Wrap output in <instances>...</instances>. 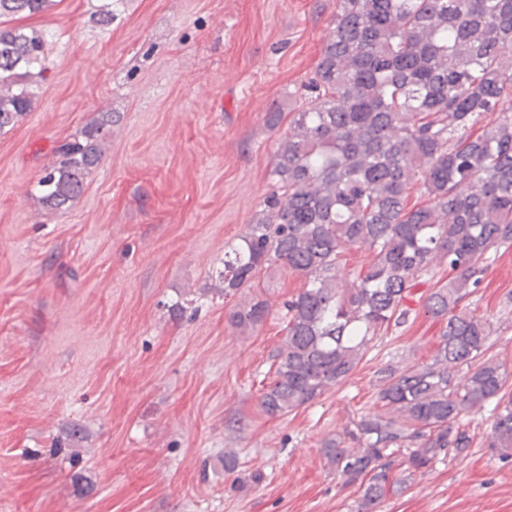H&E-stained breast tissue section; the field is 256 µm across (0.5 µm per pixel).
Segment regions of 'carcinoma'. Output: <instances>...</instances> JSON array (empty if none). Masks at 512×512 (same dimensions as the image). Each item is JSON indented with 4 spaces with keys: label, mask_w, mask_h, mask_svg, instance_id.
<instances>
[{
    "label": "carcinoma",
    "mask_w": 512,
    "mask_h": 512,
    "mask_svg": "<svg viewBox=\"0 0 512 512\" xmlns=\"http://www.w3.org/2000/svg\"><path fill=\"white\" fill-rule=\"evenodd\" d=\"M54 2L0 0L1 135L31 111L43 77V36L13 21ZM306 88L271 192L219 277L226 296L274 265L303 280L258 396L276 419L344 383L379 333L407 322L416 281L448 272L424 302L446 321L432 362L381 369L380 410L320 448L343 486L362 489L361 512H376L436 461L467 456L463 417L491 403L488 447L512 455V371L490 353V318L463 305L512 247V0H336ZM111 132L105 112L59 146L36 185L44 208L65 212L82 195ZM414 193L423 202L410 204ZM352 248L371 260L344 274ZM268 314L253 298L228 323L254 329Z\"/></svg>",
    "instance_id": "obj_1"
}]
</instances>
